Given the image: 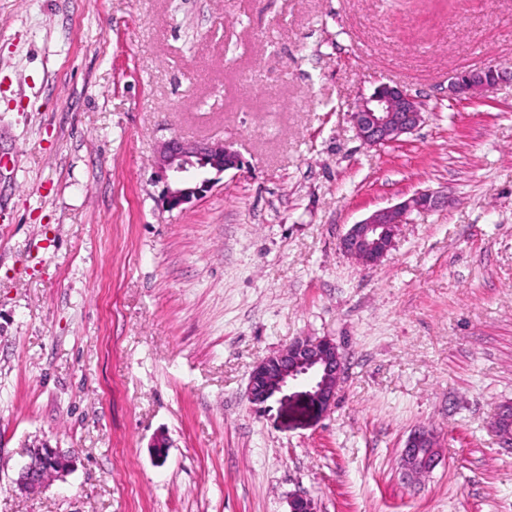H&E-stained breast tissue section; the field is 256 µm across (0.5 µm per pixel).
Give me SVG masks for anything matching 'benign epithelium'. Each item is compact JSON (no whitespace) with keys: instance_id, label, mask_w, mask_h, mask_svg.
<instances>
[{"instance_id":"obj_1","label":"benign epithelium","mask_w":512,"mask_h":512,"mask_svg":"<svg viewBox=\"0 0 512 512\" xmlns=\"http://www.w3.org/2000/svg\"><path fill=\"white\" fill-rule=\"evenodd\" d=\"M502 79V72L492 65L460 70L450 77V91L456 96H475ZM351 118L356 136L369 147L396 142L417 130L423 120L419 101L403 87L390 84L379 85L363 98ZM243 164L238 151L222 140L196 142L171 137L159 144L155 157L156 174L163 183L161 205L170 211L182 210L212 190L221 174ZM446 203V193L420 191L351 225L341 236L339 248L358 264L374 266L392 249L397 229L409 214L432 211ZM344 371V355L333 339L296 338L255 365L249 378V397L261 405L284 388L301 385L309 407L328 411L335 404L336 387ZM440 460L434 431L418 428L409 434L400 454L403 477L416 480L425 476ZM74 462L70 453L37 447L18 471L15 483L24 491L43 489L66 476ZM288 507V512H317L314 500L301 492L289 498Z\"/></svg>"}]
</instances>
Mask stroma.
<instances>
[{
    "instance_id": "35a3bbf8",
    "label": "stroma",
    "mask_w": 512,
    "mask_h": 512,
    "mask_svg": "<svg viewBox=\"0 0 512 512\" xmlns=\"http://www.w3.org/2000/svg\"><path fill=\"white\" fill-rule=\"evenodd\" d=\"M383 83L424 120L370 147L350 114ZM173 135L245 166L167 210ZM427 189L447 205L376 265L340 251ZM299 337L344 352L335 407L256 410L251 370ZM506 403L512 0H0V512H512ZM422 427L441 461L408 482ZM43 444L74 470L18 490ZM489 71L493 77H487ZM503 77L502 72L492 65L478 70H460L450 77L449 87L455 96H475L498 84ZM441 452L434 431L415 429L407 437L400 454L403 477L416 480L431 473L441 460Z\"/></svg>"
}]
</instances>
